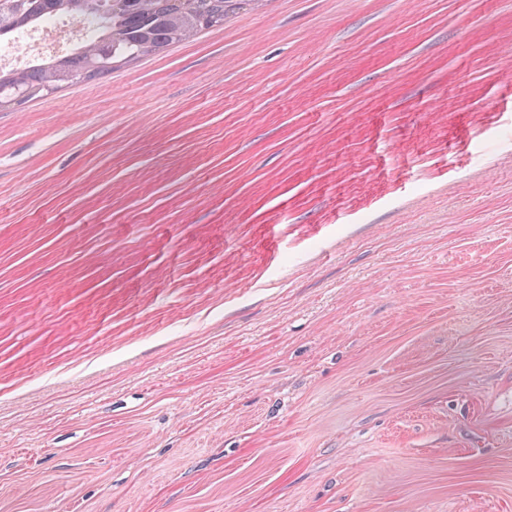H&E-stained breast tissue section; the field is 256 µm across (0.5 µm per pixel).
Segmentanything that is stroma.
I'll return each instance as SVG.
<instances>
[{
    "label": "stroma",
    "mask_w": 512,
    "mask_h": 512,
    "mask_svg": "<svg viewBox=\"0 0 512 512\" xmlns=\"http://www.w3.org/2000/svg\"><path fill=\"white\" fill-rule=\"evenodd\" d=\"M0 512H512V0H258L0 112Z\"/></svg>",
    "instance_id": "stroma-1"
}]
</instances>
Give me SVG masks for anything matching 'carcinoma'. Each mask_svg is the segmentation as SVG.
I'll return each mask as SVG.
<instances>
[{
    "label": "carcinoma",
    "instance_id": "1",
    "mask_svg": "<svg viewBox=\"0 0 512 512\" xmlns=\"http://www.w3.org/2000/svg\"><path fill=\"white\" fill-rule=\"evenodd\" d=\"M253 0H0V40L66 13L90 21L94 36L68 54L35 60L21 69H0V111L74 82L106 76L139 59L164 52Z\"/></svg>",
    "mask_w": 512,
    "mask_h": 512
}]
</instances>
